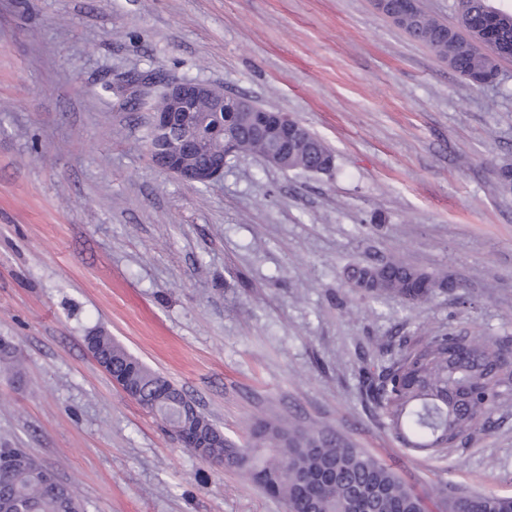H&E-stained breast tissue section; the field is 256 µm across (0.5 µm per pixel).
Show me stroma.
Instances as JSON below:
<instances>
[{
	"mask_svg": "<svg viewBox=\"0 0 512 512\" xmlns=\"http://www.w3.org/2000/svg\"><path fill=\"white\" fill-rule=\"evenodd\" d=\"M476 87L373 0H0V445L84 512H286L186 448L85 338L102 330L236 442L259 419L325 429L431 504L512 496V410L445 456L393 440L363 390L377 340L462 332L512 354V56ZM120 104L106 89L132 74ZM198 79L299 120L332 171L229 157L190 186L148 154L160 82ZM401 254L430 303L372 299L349 264Z\"/></svg>",
	"mask_w": 512,
	"mask_h": 512,
	"instance_id": "stroma-1",
	"label": "stroma"
}]
</instances>
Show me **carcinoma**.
<instances>
[{"mask_svg":"<svg viewBox=\"0 0 512 512\" xmlns=\"http://www.w3.org/2000/svg\"><path fill=\"white\" fill-rule=\"evenodd\" d=\"M458 25L419 10L401 21L414 39L472 85L498 74L496 59L512 55V12L497 10L495 39H484L489 0H458ZM330 148L319 138L298 152L303 167L317 163ZM350 286L367 297L386 295L427 303L448 281L399 258L348 269ZM94 358L124 386L137 387L136 400L172 429L212 421L164 376L133 358L111 336H95ZM509 359L500 341L456 334L403 340L390 361L370 375L368 396L394 439L403 447L445 456L491 429L489 413L512 402ZM203 454L243 469L288 512H430L424 499L377 457L323 431L285 427L258 420L249 441L238 446L217 429ZM73 488L22 451L0 467V512H81ZM448 512H512V497L479 493L448 498Z\"/></svg>","mask_w":512,"mask_h":512,"instance_id":"carcinoma-1","label":"carcinoma"}]
</instances>
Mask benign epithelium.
Segmentation results:
<instances>
[{
    "mask_svg": "<svg viewBox=\"0 0 512 512\" xmlns=\"http://www.w3.org/2000/svg\"><path fill=\"white\" fill-rule=\"evenodd\" d=\"M375 8L396 22L420 9L419 0H373ZM164 107L152 113L148 153L157 166L188 185L210 186L224 176L228 157L239 153L234 125L222 130L210 126L212 116L235 112L249 119L254 139L265 145L264 159L284 171L294 169L298 147L309 140V130L282 112H259L245 96H227L206 82L181 79L163 85Z\"/></svg>",
    "mask_w": 512,
    "mask_h": 512,
    "instance_id": "7a95c632",
    "label": "benign epithelium"
}]
</instances>
